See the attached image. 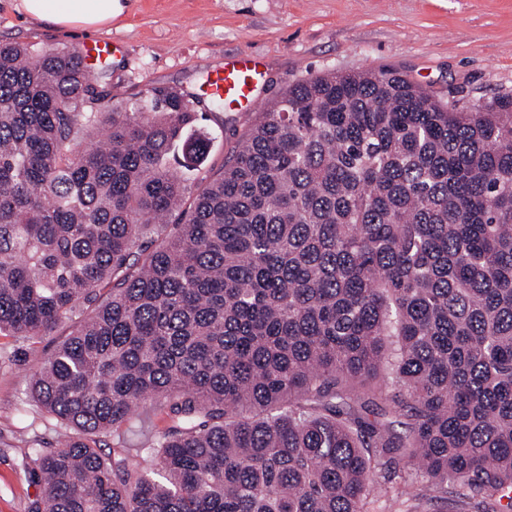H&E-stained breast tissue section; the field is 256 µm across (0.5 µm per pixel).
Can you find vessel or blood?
Segmentation results:
<instances>
[{"mask_svg": "<svg viewBox=\"0 0 512 512\" xmlns=\"http://www.w3.org/2000/svg\"><path fill=\"white\" fill-rule=\"evenodd\" d=\"M265 80L262 59L241 53L225 58L223 70L216 72L210 80V91L219 95L224 104L250 112L258 103L256 89Z\"/></svg>", "mask_w": 512, "mask_h": 512, "instance_id": "1", "label": "vessel or blood"}]
</instances>
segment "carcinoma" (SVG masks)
<instances>
[{"label": "carcinoma", "instance_id": "obj_1", "mask_svg": "<svg viewBox=\"0 0 512 512\" xmlns=\"http://www.w3.org/2000/svg\"><path fill=\"white\" fill-rule=\"evenodd\" d=\"M104 99L76 52L0 44V335L88 310L28 382L59 425L28 512H366L402 465L512 512V95L310 75L193 194L187 95Z\"/></svg>", "mask_w": 512, "mask_h": 512}]
</instances>
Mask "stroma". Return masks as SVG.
Wrapping results in <instances>:
<instances>
[{"label":"stroma","instance_id":"obj_1","mask_svg":"<svg viewBox=\"0 0 512 512\" xmlns=\"http://www.w3.org/2000/svg\"><path fill=\"white\" fill-rule=\"evenodd\" d=\"M16 5L0 0V42L75 50L90 37L28 19ZM92 37L117 49L89 66L92 83L115 100L155 88L197 98L204 126L218 135L206 162L214 174L256 119L205 98L207 77L233 54L264 61L266 107L298 78L326 71L397 70L468 107L512 93V0H126ZM73 328L32 341L0 336V512H26L41 493L24 463L30 449L54 447V424L28 402L26 387Z\"/></svg>","mask_w":512,"mask_h":512}]
</instances>
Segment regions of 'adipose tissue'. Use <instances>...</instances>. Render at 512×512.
Returning a JSON list of instances; mask_svg holds the SVG:
<instances>
[{"mask_svg":"<svg viewBox=\"0 0 512 512\" xmlns=\"http://www.w3.org/2000/svg\"><path fill=\"white\" fill-rule=\"evenodd\" d=\"M18 7L28 18L81 31L99 29L124 10L121 0H19Z\"/></svg>","mask_w":512,"mask_h":512,"instance_id":"obj_1","label":"adipose tissue"}]
</instances>
